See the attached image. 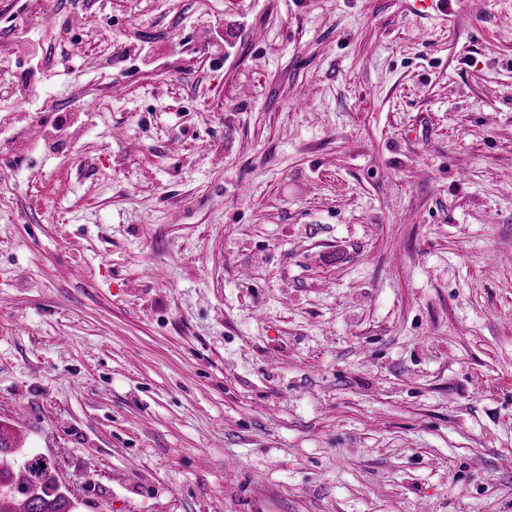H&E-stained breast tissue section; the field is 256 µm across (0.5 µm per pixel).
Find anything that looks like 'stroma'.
Returning a JSON list of instances; mask_svg holds the SVG:
<instances>
[{
    "label": "stroma",
    "instance_id": "stroma-1",
    "mask_svg": "<svg viewBox=\"0 0 512 512\" xmlns=\"http://www.w3.org/2000/svg\"><path fill=\"white\" fill-rule=\"evenodd\" d=\"M0 423L80 512H512V0H0Z\"/></svg>",
    "mask_w": 512,
    "mask_h": 512
}]
</instances>
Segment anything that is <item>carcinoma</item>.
<instances>
[{
  "label": "carcinoma",
  "mask_w": 512,
  "mask_h": 512,
  "mask_svg": "<svg viewBox=\"0 0 512 512\" xmlns=\"http://www.w3.org/2000/svg\"><path fill=\"white\" fill-rule=\"evenodd\" d=\"M15 436L0 423V512H79V504L57 489L55 468L42 457L18 461Z\"/></svg>",
  "instance_id": "carcinoma-1"
}]
</instances>
